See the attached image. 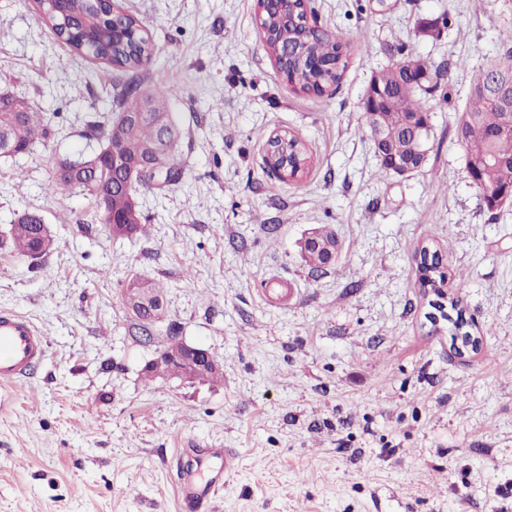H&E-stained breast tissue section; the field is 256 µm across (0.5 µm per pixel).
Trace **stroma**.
<instances>
[{
  "label": "stroma",
  "mask_w": 512,
  "mask_h": 512,
  "mask_svg": "<svg viewBox=\"0 0 512 512\" xmlns=\"http://www.w3.org/2000/svg\"><path fill=\"white\" fill-rule=\"evenodd\" d=\"M115 3L154 43L129 75L164 80L185 170L173 192H139L151 231L132 238L54 183L62 159L97 150L88 124L115 109L104 62L36 23L32 0H0V91L52 130L0 158V239L32 210L53 240L38 260L0 247V311L48 339L30 379L0 385V512H182L168 468L187 443L240 452L210 512H512V204L481 207L457 133L512 0H307L311 23L348 41L339 82L318 95L278 74L256 0ZM408 50L448 77L429 84L426 164L397 176L361 105ZM278 131L306 145L297 178L267 164ZM321 227L341 251L316 273L299 243ZM430 240L477 350L458 354L428 319L415 253ZM134 276L167 289L149 338L122 300ZM272 283L287 296L267 299ZM173 334L220 359L222 378L146 384Z\"/></svg>",
  "instance_id": "stroma-1"
}]
</instances>
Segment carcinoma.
<instances>
[{
    "label": "carcinoma",
    "mask_w": 512,
    "mask_h": 512,
    "mask_svg": "<svg viewBox=\"0 0 512 512\" xmlns=\"http://www.w3.org/2000/svg\"><path fill=\"white\" fill-rule=\"evenodd\" d=\"M35 20L49 26L55 36L77 55L104 60L117 70H131L141 65L152 54L154 46L141 22L136 18L115 12L111 0H34ZM260 25L269 30L270 39L286 45L298 33L297 23L279 24L271 11L259 16ZM317 42L325 52V61L336 63L335 72L314 70L307 61L288 62V82L304 91L323 92L330 83L340 80L345 67L347 40L342 35L318 36ZM504 53L487 61V64L512 67V29L502 32ZM439 69L412 51L383 69L379 82L396 98L398 111L380 109L374 113L363 111L366 128L379 126L393 131L386 145V153L403 160L417 157L427 161L431 139H416L408 133V125L418 113L429 110L428 102L421 97L424 81L418 76ZM117 111L103 116V121L91 125L94 138L104 146L112 147V169L115 185L104 196L93 172L84 169L92 162L87 158L63 164L67 172L56 176L60 191L82 188L92 194L98 205L95 220L113 236L132 237L147 232L142 224L141 212L135 199L137 191H170L180 185L184 170L173 153V144L160 147L164 129L175 128L169 112L167 92L163 80L145 91L141 84L127 85L116 98ZM145 112V118L132 123L126 121L127 112ZM473 119L477 130L471 132L463 145L465 159H481L479 193L488 200L504 186L512 184V122L507 120L492 100L482 94H470L468 104L460 113L459 123ZM9 134L13 152L24 154L40 138H47L49 131L42 112L24 100L0 101V133ZM41 215L35 211L19 214L9 230V239L16 254L32 258L46 256L52 249L51 237H42L39 226ZM314 238L304 239L301 252L306 263L316 272L324 270L336 259L338 241L331 229H318ZM421 279L430 287L439 288L445 281V271L440 257L433 254L430 260L419 264ZM164 297V287L154 279H132L126 285L123 302L135 320V328L142 331L141 320L152 318L149 305ZM178 364L163 359L145 367V377L153 382Z\"/></svg>",
    "instance_id": "carcinoma-1"
}]
</instances>
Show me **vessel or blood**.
Returning <instances> with one entry per match:
<instances>
[{
	"instance_id": "1",
	"label": "vessel or blood",
	"mask_w": 512,
	"mask_h": 512,
	"mask_svg": "<svg viewBox=\"0 0 512 512\" xmlns=\"http://www.w3.org/2000/svg\"><path fill=\"white\" fill-rule=\"evenodd\" d=\"M48 340L26 316L0 311V384H16L43 360ZM240 456L233 448H181L171 459L169 475L184 512L210 505L235 473Z\"/></svg>"
}]
</instances>
